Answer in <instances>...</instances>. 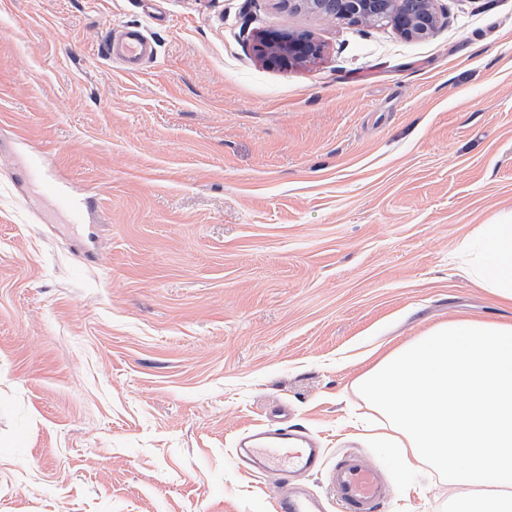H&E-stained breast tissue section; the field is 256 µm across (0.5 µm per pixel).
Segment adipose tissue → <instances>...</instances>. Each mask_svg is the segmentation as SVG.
I'll use <instances>...</instances> for the list:
<instances>
[{
  "instance_id": "obj_1",
  "label": "adipose tissue",
  "mask_w": 512,
  "mask_h": 512,
  "mask_svg": "<svg viewBox=\"0 0 512 512\" xmlns=\"http://www.w3.org/2000/svg\"><path fill=\"white\" fill-rule=\"evenodd\" d=\"M462 249L470 278L512 308V224L479 225ZM357 387L390 426L380 441L455 487L450 512H512V322L437 324Z\"/></svg>"
}]
</instances>
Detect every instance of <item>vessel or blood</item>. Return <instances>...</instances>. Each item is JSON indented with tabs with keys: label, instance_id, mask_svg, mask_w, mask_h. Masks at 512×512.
Masks as SVG:
<instances>
[{
	"label": "vessel or blood",
	"instance_id": "vessel-or-blood-1",
	"mask_svg": "<svg viewBox=\"0 0 512 512\" xmlns=\"http://www.w3.org/2000/svg\"><path fill=\"white\" fill-rule=\"evenodd\" d=\"M103 52L106 57L118 58L125 65L137 66L153 57L154 47L144 30L127 27L107 34ZM28 173L36 191L54 196L70 221H79L82 203L59 175L39 162L32 163ZM234 455L249 471L268 476L325 473L336 512H380L389 494L378 468L359 454L345 452L334 466H326L323 450L298 428L261 425L248 429L237 439ZM270 512L324 510L315 497L290 487L272 498Z\"/></svg>",
	"mask_w": 512,
	"mask_h": 512
}]
</instances>
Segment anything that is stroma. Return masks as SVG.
Listing matches in <instances>:
<instances>
[{"mask_svg":"<svg viewBox=\"0 0 512 512\" xmlns=\"http://www.w3.org/2000/svg\"><path fill=\"white\" fill-rule=\"evenodd\" d=\"M436 8L408 39L281 0H0V512H268L282 480L233 448L282 406L327 465L378 467L383 512H445L356 387L435 324L512 317L457 257L512 216V0ZM128 25L134 70L103 53ZM269 28L322 53L267 66ZM435 0H421L423 4V20L413 30V25L408 30L401 29V34L407 38H424L429 36L438 23V13L435 8ZM116 44L118 50H114ZM104 55L112 61L113 57L126 66H139L154 55L151 39L140 27H125L118 34L109 30L104 43ZM29 183L37 192L49 193L54 196L59 207L68 215L73 223H77L81 216L82 203L71 193L69 186L59 175L53 174L42 163L35 161L28 168Z\"/></svg>","mask_w":512,"mask_h":512,"instance_id":"35a3bbf8","label":"stroma"}]
</instances>
